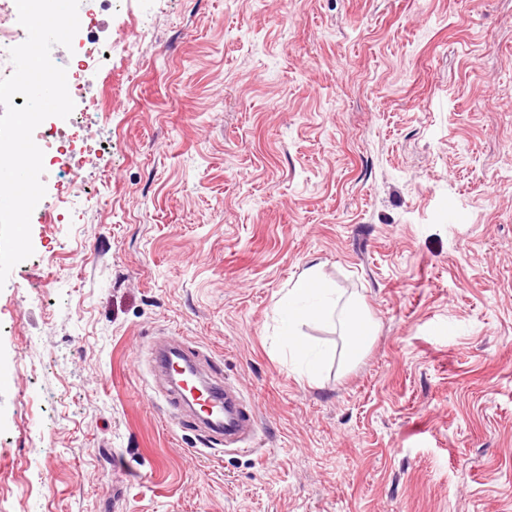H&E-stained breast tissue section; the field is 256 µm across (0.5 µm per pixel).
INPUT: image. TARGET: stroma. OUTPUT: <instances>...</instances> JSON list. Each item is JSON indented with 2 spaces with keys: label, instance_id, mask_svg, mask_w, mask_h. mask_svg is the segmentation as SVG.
<instances>
[{
  "label": "stroma",
  "instance_id": "stroma-1",
  "mask_svg": "<svg viewBox=\"0 0 512 512\" xmlns=\"http://www.w3.org/2000/svg\"><path fill=\"white\" fill-rule=\"evenodd\" d=\"M95 140L0 288V512H512V0H80ZM375 325L274 309L309 267ZM179 336L253 450L169 408ZM345 317L349 326L346 354L349 364H353L366 353L374 336V327L353 305L346 309ZM211 397L217 400H224V427L223 425L209 424L204 417L208 414L204 409L209 404L208 401L202 400L196 405L198 408L194 412V416L202 421L211 431L215 440L220 443L224 441L227 445L231 440L234 443H246L257 430V416L251 404L239 394L231 393L225 390L224 399L220 388L209 387Z\"/></svg>",
  "mask_w": 512,
  "mask_h": 512
}]
</instances>
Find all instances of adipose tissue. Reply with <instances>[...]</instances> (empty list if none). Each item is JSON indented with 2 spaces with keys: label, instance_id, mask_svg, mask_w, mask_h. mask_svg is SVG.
<instances>
[{
  "label": "adipose tissue",
  "instance_id": "adipose-tissue-1",
  "mask_svg": "<svg viewBox=\"0 0 512 512\" xmlns=\"http://www.w3.org/2000/svg\"><path fill=\"white\" fill-rule=\"evenodd\" d=\"M337 303L335 289L326 285L313 267L304 270L276 303L291 356L300 375L314 384L321 377L319 357L297 339L295 329L305 322L334 318Z\"/></svg>",
  "mask_w": 512,
  "mask_h": 512
}]
</instances>
